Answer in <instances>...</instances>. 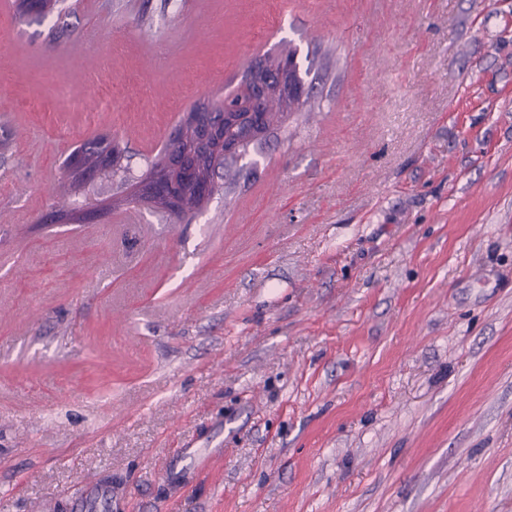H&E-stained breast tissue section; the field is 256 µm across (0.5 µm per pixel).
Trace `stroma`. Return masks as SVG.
<instances>
[{"mask_svg":"<svg viewBox=\"0 0 512 512\" xmlns=\"http://www.w3.org/2000/svg\"><path fill=\"white\" fill-rule=\"evenodd\" d=\"M1 13L0 512H512V0ZM286 47L232 183L127 202ZM95 137L130 180L71 193ZM245 85L247 97L243 84L230 94L237 98L242 95L246 97L236 107L224 106L221 107V110H216L211 105H205L194 112H189L183 118L186 122L176 125L170 133V157L176 156L181 130L188 121H191L197 134L203 140H208L222 126H224V132L217 139L234 140L241 137L240 127L232 131L231 126L224 125L225 122L230 121L235 126L253 124L258 121L260 112H263L267 98L279 95L281 92L288 95L289 92L297 100L303 101L306 95L303 83L294 81L290 63L286 59L276 62H271L266 57L256 59L252 63V69L245 80ZM299 101L288 98L287 102L281 97L270 100L266 106L265 129L270 131L279 127L287 116L293 112H299L305 103V101Z\"/></svg>","mask_w":512,"mask_h":512,"instance_id":"1","label":"stroma"}]
</instances>
